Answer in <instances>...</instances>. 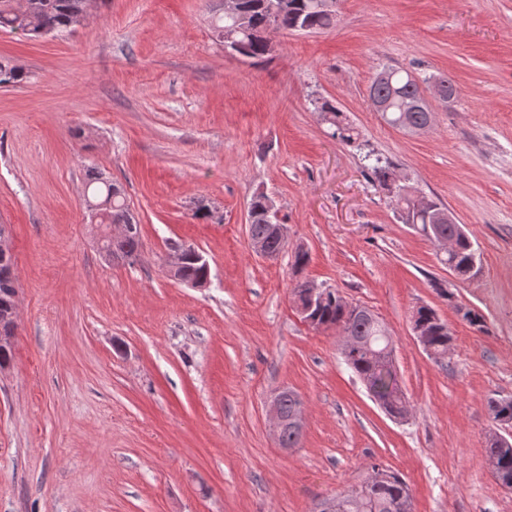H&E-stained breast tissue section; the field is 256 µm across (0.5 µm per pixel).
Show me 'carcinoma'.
Masks as SVG:
<instances>
[{"label":"carcinoma","mask_w":512,"mask_h":512,"mask_svg":"<svg viewBox=\"0 0 512 512\" xmlns=\"http://www.w3.org/2000/svg\"><path fill=\"white\" fill-rule=\"evenodd\" d=\"M89 0H0V29L24 37H39L44 34L70 33L82 25L88 15ZM246 12V33L242 34L241 52L248 58H262L269 54L268 44L284 32H319L333 27L336 11L319 7V0H269L277 9L271 13L262 8L263 0H241ZM389 80L371 82L370 93L391 100L389 111L381 114L389 126L413 131L429 121V113L410 107V99L417 94L419 83L413 72L405 67L392 66L388 69ZM28 73L24 68L0 61V85L17 86L25 82ZM319 109L330 116L329 128L332 137L346 145H354L359 139L357 129L343 116V112L330 101H323ZM370 161L366 165L373 184L387 190L397 175L394 164L371 153L365 155ZM87 190L92 201L101 205L100 224H133L134 215L127 203L122 184L103 176L94 168L86 171ZM405 223L416 226L431 240L439 237L453 241V251L446 262L451 264L457 275L465 277L472 271L471 262L476 259L469 236L460 224H436L435 212L442 204L432 200L431 209L415 211L411 207L412 196L408 191L400 194ZM251 218L248 234L253 240H262L273 250H284L278 238L270 231L265 220L264 194L258 193L249 205ZM141 247V232L117 242L108 243L105 259L126 261ZM209 275L202 264L192 256L183 267V279L187 281ZM17 286L12 277L10 261L0 257V334L15 335L16 324L11 320L12 295ZM326 298L315 305L313 313L317 324L326 329L347 331L360 337L366 347L344 356L348 367L356 374L367 390H372L376 370L381 364V355L386 353L389 343L378 335L374 323L361 314H353L345 300L335 290H326ZM412 318L425 328L428 345L441 356L448 352V341L452 334L448 324L436 318V311L421 306ZM488 409L494 421H512V398L491 399ZM487 456L497 460L499 471L512 476V446L505 447L493 440H486ZM336 512H413V498L407 483L395 472L384 470V476L373 485L362 490L357 500L348 497L344 490L336 494Z\"/></svg>","instance_id":"1"}]
</instances>
